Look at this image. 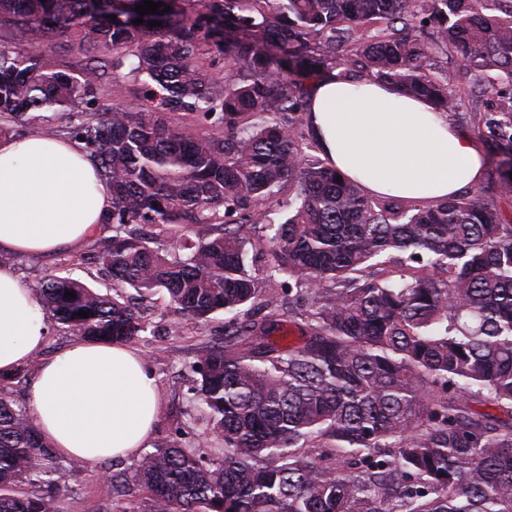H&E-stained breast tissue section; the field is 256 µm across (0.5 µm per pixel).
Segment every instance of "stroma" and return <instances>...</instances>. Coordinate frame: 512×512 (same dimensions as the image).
Here are the masks:
<instances>
[{"label": "stroma", "mask_w": 512, "mask_h": 512, "mask_svg": "<svg viewBox=\"0 0 512 512\" xmlns=\"http://www.w3.org/2000/svg\"><path fill=\"white\" fill-rule=\"evenodd\" d=\"M97 247L86 245L74 252H62L39 258H14L13 266L29 288H38L45 275L57 274L82 280L96 292L108 294L112 281L99 270ZM154 332L149 340L136 342L157 382L159 414L150 441L151 446L165 445L175 436L176 428H183L194 448L214 461L223 458L220 446L202 435L204 426L193 421L191 414L200 400L191 389L190 365L198 347L224 337V313L217 312L201 326L181 325L180 318L167 305L163 295L139 299ZM135 460L131 457L92 462L69 472L68 489L61 497L62 512H105L111 503L104 473H132Z\"/></svg>", "instance_id": "stroma-1"}]
</instances>
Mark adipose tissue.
I'll return each mask as SVG.
<instances>
[{
	"label": "adipose tissue",
	"mask_w": 512,
	"mask_h": 512,
	"mask_svg": "<svg viewBox=\"0 0 512 512\" xmlns=\"http://www.w3.org/2000/svg\"><path fill=\"white\" fill-rule=\"evenodd\" d=\"M309 130L323 157L365 193L433 201L478 185L473 136L426 100L371 79L310 80ZM112 196L79 143L0 139V253L71 251L99 237ZM48 333L38 300L0 265V375L29 363ZM42 440L95 462L140 455L157 419L156 378L127 344L80 341L44 360L30 389Z\"/></svg>",
	"instance_id": "1"
}]
</instances>
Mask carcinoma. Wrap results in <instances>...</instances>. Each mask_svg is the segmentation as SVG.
<instances>
[{
    "label": "carcinoma",
    "mask_w": 512,
    "mask_h": 512,
    "mask_svg": "<svg viewBox=\"0 0 512 512\" xmlns=\"http://www.w3.org/2000/svg\"><path fill=\"white\" fill-rule=\"evenodd\" d=\"M160 1L0 0L20 45L0 50V136L65 123L112 190L102 273L194 324L230 315L191 365L224 458L177 438L141 454L150 512H512V219L494 202L512 200V0ZM448 54L494 179L430 204L337 181L305 133L307 81L375 77L454 113ZM101 92L139 103L101 112ZM39 302L84 339L149 328L70 277ZM61 470L0 395V512H59Z\"/></svg>",
    "instance_id": "carcinoma-1"
}]
</instances>
